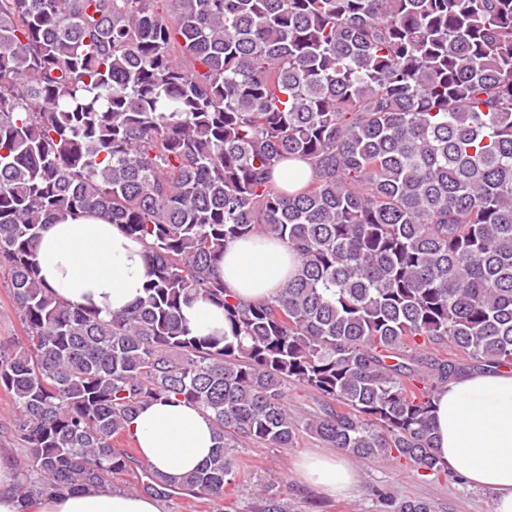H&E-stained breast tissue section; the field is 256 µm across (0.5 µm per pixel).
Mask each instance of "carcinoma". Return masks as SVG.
Instances as JSON below:
<instances>
[{"label":"carcinoma","instance_id":"carcinoma-1","mask_svg":"<svg viewBox=\"0 0 512 512\" xmlns=\"http://www.w3.org/2000/svg\"><path fill=\"white\" fill-rule=\"evenodd\" d=\"M159 2L0 0V270L25 333L0 340V389L23 507L112 487L134 461L114 441L158 398L207 413L216 446L177 482L145 470L141 494L222 499L236 449L303 435L440 474L434 393L512 365V0ZM296 160L310 176L286 191L272 170ZM87 214L146 248L144 297L108 319L35 260L44 225ZM256 235L298 265L248 301L219 262ZM196 300L224 334L184 322ZM255 512L292 505L265 483ZM183 315L190 328L198 335L224 331V312L213 305L195 301L184 307ZM16 409L9 393L0 390V448L11 447L9 430L14 421ZM14 448V447H11Z\"/></svg>","mask_w":512,"mask_h":512}]
</instances>
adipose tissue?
<instances>
[{
  "instance_id": "1",
  "label": "adipose tissue",
  "mask_w": 512,
  "mask_h": 512,
  "mask_svg": "<svg viewBox=\"0 0 512 512\" xmlns=\"http://www.w3.org/2000/svg\"><path fill=\"white\" fill-rule=\"evenodd\" d=\"M45 285L68 303L108 316L144 294V245L119 225L94 216L65 217L46 225L36 246ZM297 268L281 242L256 236L234 242L219 271L228 291L245 300L277 295ZM436 452L465 484L493 491V512H512V369L463 376L441 388L433 403ZM141 459L176 478L195 470L215 445L207 414L184 401L145 405L128 425ZM303 482L331 495L354 483L349 463L333 451L303 456ZM35 512H160L149 496L122 491L64 492L43 498Z\"/></svg>"
}]
</instances>
